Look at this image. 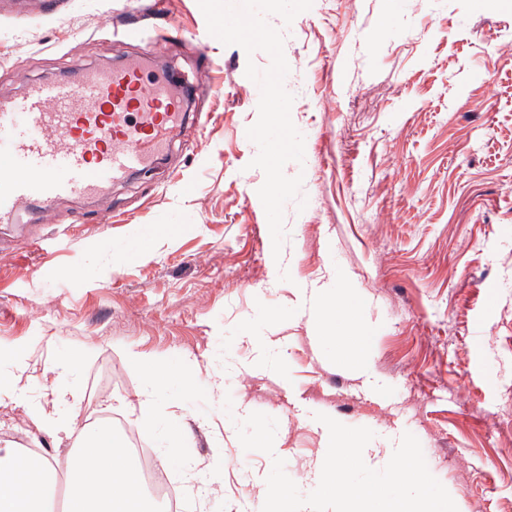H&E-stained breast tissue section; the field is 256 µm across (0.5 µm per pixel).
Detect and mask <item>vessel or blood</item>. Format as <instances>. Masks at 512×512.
Returning a JSON list of instances; mask_svg holds the SVG:
<instances>
[{
    "mask_svg": "<svg viewBox=\"0 0 512 512\" xmlns=\"http://www.w3.org/2000/svg\"><path fill=\"white\" fill-rule=\"evenodd\" d=\"M145 70L144 59L130 57L0 100V224L16 223L34 205L95 197L167 150L184 119L167 93L175 77L149 81Z\"/></svg>",
    "mask_w": 512,
    "mask_h": 512,
    "instance_id": "obj_1",
    "label": "vessel or blood"
}]
</instances>
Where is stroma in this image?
<instances>
[{
  "label": "stroma",
  "instance_id": "obj_1",
  "mask_svg": "<svg viewBox=\"0 0 512 512\" xmlns=\"http://www.w3.org/2000/svg\"><path fill=\"white\" fill-rule=\"evenodd\" d=\"M53 2L0 7V99L142 53L195 101L148 171L0 224V349L36 350L30 405L46 397L45 362L80 351L85 416L112 414L154 449L188 409L189 441L158 463L190 512H261L276 456L309 493L320 413L379 440L412 433L460 512H512V0H313L291 25L269 16L305 137L284 173L302 176L307 205L286 203L277 256L247 136L260 92L246 66L268 55L211 38L197 0H157L139 41L122 27L143 0ZM326 281L368 338L373 384L298 304ZM133 351L224 370L231 411L204 376L141 427L117 405L143 388ZM245 407L277 419L274 454L241 446L231 417ZM217 432L224 483L210 491L186 466L206 465ZM1 439L61 462L72 446L12 405Z\"/></svg>",
  "mask_w": 512,
  "mask_h": 512
}]
</instances>
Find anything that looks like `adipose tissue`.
I'll return each instance as SVG.
<instances>
[{"label":"adipose tissue","mask_w":512,"mask_h":512,"mask_svg":"<svg viewBox=\"0 0 512 512\" xmlns=\"http://www.w3.org/2000/svg\"><path fill=\"white\" fill-rule=\"evenodd\" d=\"M302 301L323 332L350 345L355 369L368 371L369 361L363 354L366 338L345 333L344 323L352 315L340 313L330 284L316 283L303 289ZM129 360L144 380L137 418L146 426L151 425L158 401L170 388L190 389L202 372L194 360L171 367L138 352L130 354ZM29 361L26 355L14 359L13 374L0 385V405L29 407L32 418L42 428L76 437L77 445L68 454L64 468H57L50 459L38 458L35 477L22 485L14 477L20 450L13 443L1 441L0 512H50L47 500L60 480L65 481L67 489L65 512H155L153 500L143 494L135 461L111 425L81 424V411L77 408L64 417L57 412L58 405L68 402L72 395L66 379L78 370L80 356L45 366L44 371L50 376V398L33 407L28 404L25 382Z\"/></svg>","instance_id":"1"}]
</instances>
